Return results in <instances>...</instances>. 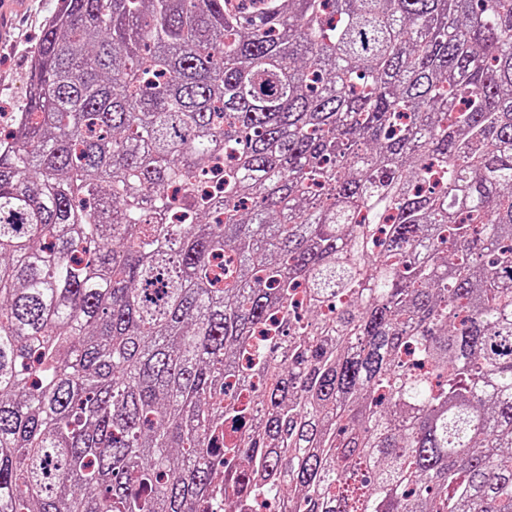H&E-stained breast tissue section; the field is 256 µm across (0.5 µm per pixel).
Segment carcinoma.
Segmentation results:
<instances>
[{
  "mask_svg": "<svg viewBox=\"0 0 512 512\" xmlns=\"http://www.w3.org/2000/svg\"><path fill=\"white\" fill-rule=\"evenodd\" d=\"M61 0L0 135V512H512V0Z\"/></svg>",
  "mask_w": 512,
  "mask_h": 512,
  "instance_id": "1",
  "label": "carcinoma"
}]
</instances>
